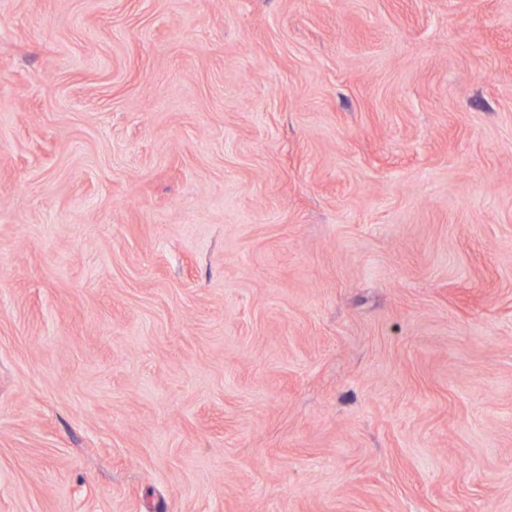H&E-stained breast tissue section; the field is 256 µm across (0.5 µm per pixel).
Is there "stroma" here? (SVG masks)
I'll use <instances>...</instances> for the list:
<instances>
[{"mask_svg":"<svg viewBox=\"0 0 512 512\" xmlns=\"http://www.w3.org/2000/svg\"><path fill=\"white\" fill-rule=\"evenodd\" d=\"M0 512H512V0H0Z\"/></svg>","mask_w":512,"mask_h":512,"instance_id":"1","label":"stroma"}]
</instances>
